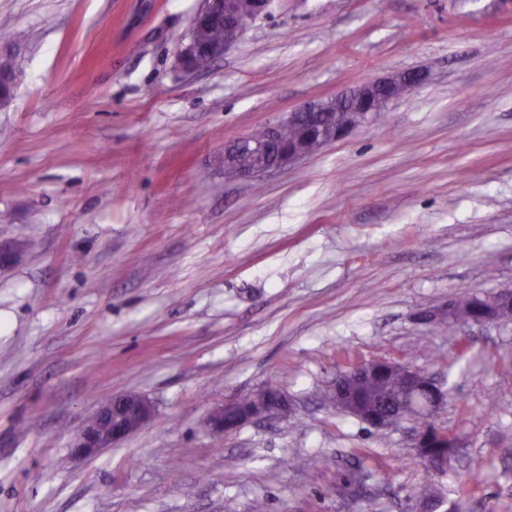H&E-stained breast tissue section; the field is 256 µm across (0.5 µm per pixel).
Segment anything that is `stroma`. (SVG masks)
<instances>
[{"mask_svg":"<svg viewBox=\"0 0 512 512\" xmlns=\"http://www.w3.org/2000/svg\"><path fill=\"white\" fill-rule=\"evenodd\" d=\"M203 0H0V512H512V321L427 309L512 287V0H273L205 71L175 58ZM426 78L369 125L251 181L224 145L351 85ZM468 350L455 356V345ZM433 375L459 441L325 394L355 361ZM287 416L212 434L268 386ZM139 431L72 457L110 398ZM481 485L463 487L471 474Z\"/></svg>","mask_w":512,"mask_h":512,"instance_id":"35a3bbf8","label":"stroma"}]
</instances>
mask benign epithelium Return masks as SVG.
I'll list each match as a JSON object with an SVG mask.
<instances>
[{
    "label": "benign epithelium",
    "mask_w": 512,
    "mask_h": 512,
    "mask_svg": "<svg viewBox=\"0 0 512 512\" xmlns=\"http://www.w3.org/2000/svg\"><path fill=\"white\" fill-rule=\"evenodd\" d=\"M256 10L249 16H241L234 10L232 0H205L203 7L192 19V25L176 60L178 68L187 74L200 71L196 65L199 47L194 37V28L197 21L216 12L223 16L224 27L229 31L224 43L210 49L212 58L218 59L231 49L242 37L247 25L257 19L268 15L271 0H255ZM423 80L422 72L406 70L390 73L375 80L360 82L353 87L338 92L333 96L311 101L298 110L288 113L284 118L274 124L266 126L269 135L275 137L286 126L292 125L303 130L317 128V131L302 139L286 142L278 147L272 163L257 165L244 163L232 157L230 151H224V177L246 180L254 175L283 168L296 163L318 151L325 146L345 137L358 128V125L340 121L329 120L336 112H369L376 113V97L385 91H391L400 85L413 89ZM512 310V289L501 288L494 293L490 301L478 309L475 318H458L455 313V300L448 301L444 309L427 313V318L446 319L450 324H494L502 319V312ZM397 372L406 383L412 395L423 393L427 400L416 403L410 397L401 404V408L408 418L429 422L437 409L443 405L446 393L435 380L423 371L405 364L384 360L361 362L342 374L329 390L328 400L336 410L347 414L360 422L371 421L374 428L380 430L389 428L397 423L391 417L368 419L365 411L356 403V394L366 388L372 381L382 374ZM290 408V399L278 392L271 400L259 394L252 405L242 414L238 425L272 412H287ZM152 402L140 394H123L112 398V402L99 408L84 423L74 452L83 457L98 455L106 448H112L125 440L132 433L141 429L153 416Z\"/></svg>",
    "instance_id": "1"
}]
</instances>
